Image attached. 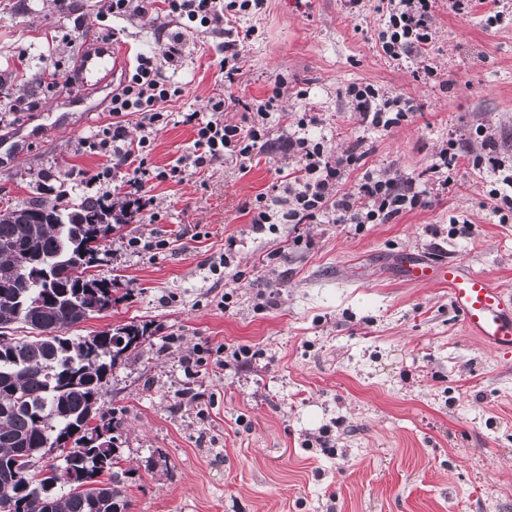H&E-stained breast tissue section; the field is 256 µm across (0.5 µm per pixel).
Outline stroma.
I'll return each instance as SVG.
<instances>
[{"instance_id": "1", "label": "stroma", "mask_w": 512, "mask_h": 512, "mask_svg": "<svg viewBox=\"0 0 512 512\" xmlns=\"http://www.w3.org/2000/svg\"><path fill=\"white\" fill-rule=\"evenodd\" d=\"M106 2L0 0V110L26 106L0 125V209L53 201L61 185L88 193L81 175L99 160L76 144L112 123L120 80L79 103L48 90L51 70L73 72L87 41L110 30L131 63L163 55L178 31L162 13L109 16ZM241 24L256 33L234 86L219 71L223 35L186 33V92L168 103L148 162L193 152L184 113L220 98L224 122L242 124L243 103L281 78L269 146L244 167L218 161L146 184L140 213L107 244L102 270L119 302L71 330L154 331L104 398L122 420L131 512H512V353L470 336L447 289L403 281L393 265L436 249L512 289V222L490 216L497 177L474 165L489 138L512 163V26L484 28L439 0L425 58L437 78L425 83L415 63L380 54L375 15L347 18L342 0H267ZM353 82L417 110L386 131L365 127L345 98ZM307 108L330 154L363 155L343 189L373 170L430 187L427 205L389 224L251 223L247 205L298 174L284 137ZM451 141L467 159L441 191L429 161ZM134 238L168 246L135 251ZM243 346L248 358L235 360ZM206 347L222 348L225 366L198 363Z\"/></svg>"}]
</instances>
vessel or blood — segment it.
I'll use <instances>...</instances> for the list:
<instances>
[{"instance_id": "1", "label": "vessel or blood", "mask_w": 512, "mask_h": 512, "mask_svg": "<svg viewBox=\"0 0 512 512\" xmlns=\"http://www.w3.org/2000/svg\"><path fill=\"white\" fill-rule=\"evenodd\" d=\"M125 64L124 54L111 41L100 39L81 52L74 81L86 90L97 91ZM397 269L404 281L447 288L471 336L495 350H512V290L473 271L464 261L419 250L403 253L397 260Z\"/></svg>"}]
</instances>
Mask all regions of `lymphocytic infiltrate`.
<instances>
[{
	"instance_id": "1",
	"label": "lymphocytic infiltrate",
	"mask_w": 512,
	"mask_h": 512,
	"mask_svg": "<svg viewBox=\"0 0 512 512\" xmlns=\"http://www.w3.org/2000/svg\"><path fill=\"white\" fill-rule=\"evenodd\" d=\"M436 0H377L374 7L380 17L377 43L383 55L391 60L424 56L433 40V18ZM266 0H110L112 15L144 18L155 11L210 29H223L224 56L219 65L228 84H236L243 75L240 46L249 40L252 30L240 29L238 21L246 15L261 13ZM182 40L174 38L163 57L140 55L133 72L127 73L120 89L112 95L111 112L114 123L90 137L81 138L76 150L81 154L103 157L98 170L88 177L89 187H107L117 169L134 167L146 179H165L170 173L187 168L200 169L219 159L235 162L250 160L258 144L267 140L273 112L279 108L280 88H273L266 98L250 103L248 129L224 123L220 114L223 101L210 104V118L198 112L188 113L186 124L196 131L192 155L176 159L171 169L152 171L148 166V148L152 136L165 119L168 102L183 96L185 89L164 73L165 67L180 66ZM353 111L359 112L363 123L374 129L387 130L407 120L415 106L400 95H387L375 85L354 83L345 91ZM136 112L141 116V136L129 143L117 116ZM320 118L306 112L297 128L288 136V148L301 162L300 174L294 182L282 186L278 195L257 196L252 207L255 224H303L324 217L335 224H387L401 214L421 206L426 192L411 179L400 182L368 172L355 190L341 191L347 173L362 159L350 151L342 156H328L323 143L309 138L308 130ZM502 176L501 188L491 190L489 200L493 215L512 212V172L496 154L493 143H486L485 154L477 161Z\"/></svg>"
}]
</instances>
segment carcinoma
I'll list each match as a JSON object with an SVG mask.
<instances>
[{"instance_id":"1","label":"carcinoma","mask_w":512,"mask_h":512,"mask_svg":"<svg viewBox=\"0 0 512 512\" xmlns=\"http://www.w3.org/2000/svg\"><path fill=\"white\" fill-rule=\"evenodd\" d=\"M130 201L82 197L66 189L52 202L0 210V512H130L128 471L118 446L94 443L90 423L103 417L113 373L146 352L147 328L135 323L69 336L76 325L117 303L87 291L93 280L83 256L104 261L110 232L129 223ZM43 257L38 271H20L18 256ZM20 324L25 336H6ZM65 448L63 460L24 471L18 456Z\"/></svg>"}]
</instances>
